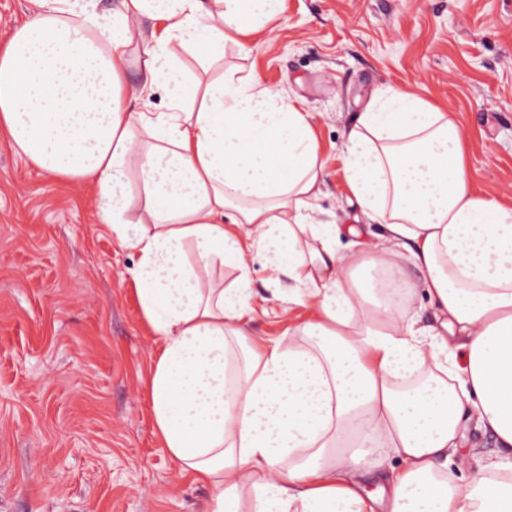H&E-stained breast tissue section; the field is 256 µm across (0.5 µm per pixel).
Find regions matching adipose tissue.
Returning a JSON list of instances; mask_svg holds the SVG:
<instances>
[{
	"mask_svg": "<svg viewBox=\"0 0 512 512\" xmlns=\"http://www.w3.org/2000/svg\"><path fill=\"white\" fill-rule=\"evenodd\" d=\"M0 47V131L44 174L93 188L98 223L133 252L159 441L212 488L205 512H512V479L437 476L474 406L512 447V202L471 185L450 112L389 87L344 151L348 190L386 233L342 253L315 217L325 162L301 102L259 78L203 71L280 18L283 0H34ZM138 16L155 20L150 38ZM136 64L142 82L127 86ZM165 110L149 109L156 90ZM434 324L411 314L402 259ZM307 307L289 344H255L250 266ZM229 264L231 287L204 281ZM360 438L401 463L384 496L357 488Z\"/></svg>",
	"mask_w": 512,
	"mask_h": 512,
	"instance_id": "obj_1",
	"label": "adipose tissue"
}]
</instances>
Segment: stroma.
I'll return each instance as SVG.
<instances>
[{"instance_id": "obj_1", "label": "stroma", "mask_w": 512, "mask_h": 512, "mask_svg": "<svg viewBox=\"0 0 512 512\" xmlns=\"http://www.w3.org/2000/svg\"><path fill=\"white\" fill-rule=\"evenodd\" d=\"M222 70L257 75L302 101L326 160L320 221L359 224L376 241L342 167L348 131L380 88L451 112L475 186L512 199V0H285ZM137 257L98 224L88 186L33 169L0 136V512H204L211 490L161 447L145 380L159 342L130 275ZM251 332L281 339L305 308L274 298L251 266ZM467 457L446 477L512 459L468 419Z\"/></svg>"}]
</instances>
